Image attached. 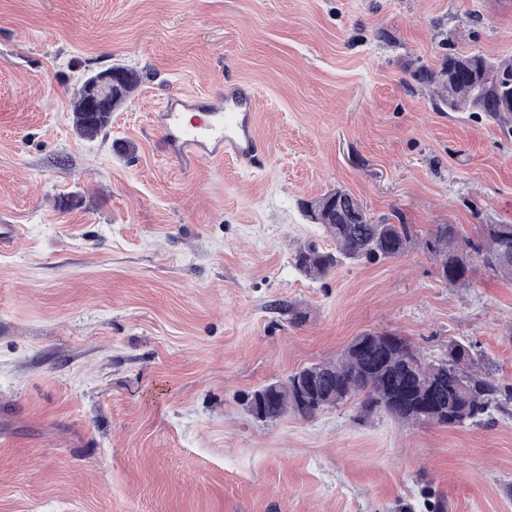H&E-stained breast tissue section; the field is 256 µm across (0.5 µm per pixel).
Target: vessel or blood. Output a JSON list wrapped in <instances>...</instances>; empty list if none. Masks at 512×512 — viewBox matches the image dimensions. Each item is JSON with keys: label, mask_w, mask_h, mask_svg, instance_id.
Returning a JSON list of instances; mask_svg holds the SVG:
<instances>
[{"label": "vessel or blood", "mask_w": 512, "mask_h": 512, "mask_svg": "<svg viewBox=\"0 0 512 512\" xmlns=\"http://www.w3.org/2000/svg\"><path fill=\"white\" fill-rule=\"evenodd\" d=\"M153 123L183 170L224 159L249 170L259 162L256 95L249 86L226 85L220 106L200 96L172 92L157 107Z\"/></svg>", "instance_id": "1"}]
</instances>
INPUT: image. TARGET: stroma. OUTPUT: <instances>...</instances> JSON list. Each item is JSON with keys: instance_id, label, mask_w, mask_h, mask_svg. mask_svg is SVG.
Masks as SVG:
<instances>
[{"instance_id": "stroma-1", "label": "stroma", "mask_w": 512, "mask_h": 512, "mask_svg": "<svg viewBox=\"0 0 512 512\" xmlns=\"http://www.w3.org/2000/svg\"><path fill=\"white\" fill-rule=\"evenodd\" d=\"M512 58V0H0V512H512V403L452 428L343 403L255 419L251 392L360 333L470 344L512 383V280L443 282L414 247L312 279L299 203L512 224V121L443 112L414 76ZM137 89L94 140L73 91ZM258 96L263 167L185 173L152 116L181 90ZM112 70H115L112 72ZM112 70L100 73L99 80L96 85L90 88L88 98V111L92 118L98 117L99 112L107 107L108 97L112 93V86L122 78L124 73L121 91H117L112 98L110 112L125 101L128 94L136 87L139 82V75L136 71L128 69L124 66H113ZM93 75V74H92ZM88 76L82 84L74 91V126L75 131L79 137L84 139H93L98 136L102 130L106 127L108 120L100 119L94 125L88 124L86 110H85V99H86V87L89 78Z\"/></svg>"}]
</instances>
